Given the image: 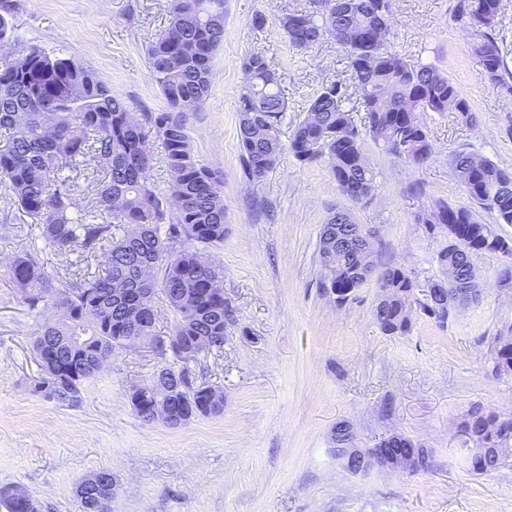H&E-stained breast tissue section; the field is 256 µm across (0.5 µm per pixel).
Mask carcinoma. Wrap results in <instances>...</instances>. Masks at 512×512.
I'll use <instances>...</instances> for the list:
<instances>
[{
	"instance_id": "cac0c4a2",
	"label": "carcinoma",
	"mask_w": 512,
	"mask_h": 512,
	"mask_svg": "<svg viewBox=\"0 0 512 512\" xmlns=\"http://www.w3.org/2000/svg\"><path fill=\"white\" fill-rule=\"evenodd\" d=\"M226 0H169L164 33L147 49L148 68L164 96L163 112H136L125 99L112 94L107 81L71 58L29 48L17 57L0 59V181L11 191L13 202L34 219L45 245L60 254L78 251L100 256L94 270L73 278L55 280L36 254L14 256L9 272L28 309L39 315L60 313L41 326L34 351L41 376L32 391L68 406L81 401L82 386L96 375L95 358H112L126 349L129 336L144 337L157 351L160 383H175L186 399V414L175 413L170 422L180 427L191 419L224 412V395L198 382L191 364L199 355L185 352L197 347L198 337L209 339L207 355L224 348L225 323L234 311L224 296L220 269L204 259V252L224 243V176L197 161L187 132L188 113L203 108L209 96L213 59L224 41ZM322 12L285 13L280 26L296 49L308 50L330 37L357 34L364 28L379 32L370 46L349 43V80L358 101L349 105L346 88L324 85L307 104L306 116L294 124L289 149L302 163L329 162L339 188L356 185L370 194L376 176L364 154L365 138L412 164L427 161L434 152L425 112H455L473 122L469 103L448 77L431 65L410 64L383 49L390 25L389 0H321ZM14 0H0V43L14 41L10 16ZM500 0H461V21L482 32L474 52L481 58L488 82L509 86L505 50L496 37ZM249 75L237 99L240 145L245 171L259 180L272 170L281 150V127L287 98L281 84L269 83L273 66L257 52L245 57ZM161 142L172 179L167 192L150 180V136ZM102 163L106 177L96 206L80 209L74 189L60 172L87 159ZM455 177L470 205L440 201L423 218L434 231L440 225H459L470 248L444 250L439 260L452 276L449 288L455 299L477 296L472 252L499 254L512 259V238L480 223L475 208L496 214L498 223L512 224V171L474 153L458 151L451 157ZM116 224L134 231L114 237ZM319 287L332 288L350 300L362 287L357 275L360 257L338 251L319 239ZM377 288L387 289V305L374 311L379 328L387 333L409 330L407 315L413 303L441 324L451 310L435 312L430 298L421 301L416 281L398 267H386L377 276ZM159 297L174 315L166 335L153 325L131 316L139 302L138 289ZM492 373L512 372V336L493 339ZM154 387H135L130 402L136 415L152 421ZM461 432L474 445L472 466L486 472L483 448H512V413L474 411L461 422ZM115 491L102 494L94 482L83 485L85 502L96 512H110ZM6 512H38L32 498L15 499L0 493Z\"/></svg>"
}]
</instances>
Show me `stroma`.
I'll return each instance as SVG.
<instances>
[{
    "label": "stroma",
    "instance_id": "stroma-1",
    "mask_svg": "<svg viewBox=\"0 0 512 512\" xmlns=\"http://www.w3.org/2000/svg\"><path fill=\"white\" fill-rule=\"evenodd\" d=\"M167 5L16 0L12 24L19 48L70 57L136 109L161 112L167 104L146 53L167 26ZM226 8L209 97L187 121L196 159L224 174L227 232L206 256L224 269L234 320L223 349L194 367L200 382L223 391L224 413L178 428L143 422L129 392L153 380L158 359L146 348L114 356L78 406L33 393L41 373L33 342L45 318L23 303L10 262L35 249L45 270L65 279L80 256L33 239L30 217L0 184V492L25 489L39 512H82L79 482L107 469L118 484L112 512H512V462L473 471L472 444L458 430L475 409L512 412V373L492 375L489 363L490 337L512 329V280L503 277L512 260L476 257L478 301L444 326L412 308L411 329L401 335L376 324L375 281L340 306L317 287L321 229L339 210L376 230L383 262L423 286L447 279L438 255L448 241L422 218L436 202L467 201L451 154L474 152L512 169V91L486 79L474 52L478 29L461 22L460 0H392L385 49L447 74L475 120L426 113L435 154L419 166L366 141L376 187L353 201L327 161L303 164L285 149L252 181L240 156L237 98L249 53L274 63L288 101L286 132L323 85L346 81L342 45L329 39L301 51L279 25L283 13L319 10L320 0H227ZM341 422L362 448L390 433L405 436L428 450L429 470L348 471L331 444Z\"/></svg>",
    "mask_w": 512,
    "mask_h": 512
}]
</instances>
